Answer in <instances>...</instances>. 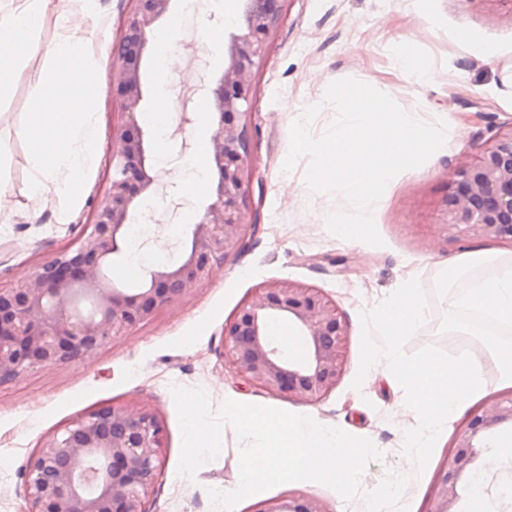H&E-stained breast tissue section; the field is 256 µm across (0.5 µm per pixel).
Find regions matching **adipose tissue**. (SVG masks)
Here are the masks:
<instances>
[{
    "mask_svg": "<svg viewBox=\"0 0 512 512\" xmlns=\"http://www.w3.org/2000/svg\"><path fill=\"white\" fill-rule=\"evenodd\" d=\"M51 0H0V40L13 44L11 55L0 56V95L8 88L10 66L27 65L39 52L38 32ZM453 306L465 305L512 324V269L484 280L464 297H452Z\"/></svg>",
    "mask_w": 512,
    "mask_h": 512,
    "instance_id": "adipose-tissue-1",
    "label": "adipose tissue"
}]
</instances>
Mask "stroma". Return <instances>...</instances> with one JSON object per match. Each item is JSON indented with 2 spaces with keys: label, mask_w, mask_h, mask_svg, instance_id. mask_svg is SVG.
I'll return each instance as SVG.
<instances>
[{
  "label": "stroma",
  "mask_w": 512,
  "mask_h": 512,
  "mask_svg": "<svg viewBox=\"0 0 512 512\" xmlns=\"http://www.w3.org/2000/svg\"><path fill=\"white\" fill-rule=\"evenodd\" d=\"M97 2L98 15L89 23L84 43L107 72L111 64L103 60L102 52L117 44L127 0ZM236 11V0H200L194 12L176 0L155 33L146 71L150 95L141 124L153 130L162 178L182 203L179 223L165 225L160 234L168 242L171 261L202 214L210 189L209 184L189 180L186 171L195 146L209 140L212 132L208 103L195 90L196 62L206 61L213 71L224 64L223 45H201L195 31L204 20L229 33ZM462 32L472 34V43L459 41ZM394 38L401 41L405 55L429 65L427 77L417 78L399 66L390 46ZM171 47L186 64L166 72L161 57ZM40 73L37 60L13 70L8 91L0 97V187L11 197L6 219L0 222L4 287L25 280L41 262L76 241L109 172L114 105L102 88L95 114L100 132L97 160L73 209L64 211L62 201L50 191L38 213L29 211V151L16 131L40 87ZM347 78L389 95L423 121L446 125L439 153L421 167L398 174L377 201L373 218L383 240L379 247L341 239L327 229L328 215L349 210L350 205L340 195L307 187V159H300L292 173L282 171L291 122L307 106L319 105L313 132L323 133L337 117L335 108L324 101L325 91L330 83ZM253 110L259 159L250 196L259 224L255 239L191 296L92 357L41 366L0 387V512H25L22 466L47 435L85 413L128 399L149 405L165 426L150 512H213L209 489L229 492L239 483L241 442L235 431H223L219 455L194 477L181 475V435L172 395L176 386L204 389L216 407L227 399L273 407L370 438L381 457L362 474L363 489L377 486L387 472H412L413 462L401 446L404 431L417 424L418 416L406 409L401 385L383 362L367 374L361 389L352 383L360 364L361 312L413 278L424 287L428 307L406 352L434 345L454 355L467 344L483 349L484 355L483 388L443 424L425 470L406 489L409 512H426L466 417L488 408L494 397L512 392V381L505 380L497 359L484 350L488 336L472 332L465 309L448 306L449 294L461 293L469 284L512 265V246L452 239L440 230L448 218V180L453 171L481 152L488 127L512 125V0H287L256 78ZM185 111L192 121L184 125L180 117ZM185 142L190 145L186 151L181 148ZM285 182L291 188L287 194L281 189ZM486 247L495 252V262L470 267L460 279L449 281V265ZM288 281L320 288L349 326L345 373L316 405L258 392L222 357L224 325L254 288ZM479 478L486 488V512H512V502L502 499L498 490L499 484L512 480V430L493 441ZM294 491L320 500L329 512H362L361 498L344 499L315 481L285 483L252 494L232 512H252L257 502Z\"/></svg>",
  "instance_id": "35a3bbf8"
}]
</instances>
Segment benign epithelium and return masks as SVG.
Instances as JSON below:
<instances>
[{
  "label": "benign epithelium",
  "mask_w": 512,
  "mask_h": 512,
  "mask_svg": "<svg viewBox=\"0 0 512 512\" xmlns=\"http://www.w3.org/2000/svg\"><path fill=\"white\" fill-rule=\"evenodd\" d=\"M108 90L118 112L109 136L112 172L93 205L89 224L73 246L42 262L10 288L0 287V385L39 365L92 356L181 302L242 251L257 229L248 203L256 165L252 112L255 78L287 0H238L224 67H198L196 91L213 123L208 160L216 174L210 202L175 261L147 267L130 285L108 272L122 256L128 228L143 202L159 194L149 132L138 115L147 105L146 66L158 22L175 0H129ZM451 237L512 246V128L495 132L480 155L454 170L448 183ZM280 322L302 346L294 356L268 334ZM349 328L323 291L295 282L257 288L224 326L223 357L256 389L308 404L322 402L345 370ZM512 424V393L469 416L436 482L427 512H456L458 485L473 476L492 438ZM165 432L150 407L104 405L48 435L23 468L27 512H149ZM253 512H329L308 495L258 502Z\"/></svg>",
  "instance_id": "benign-epithelium-1"
}]
</instances>
